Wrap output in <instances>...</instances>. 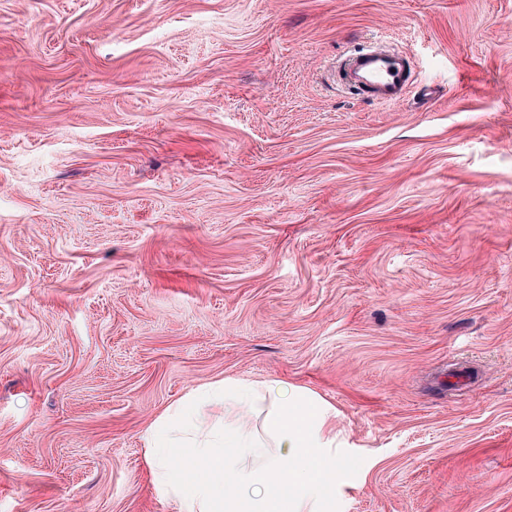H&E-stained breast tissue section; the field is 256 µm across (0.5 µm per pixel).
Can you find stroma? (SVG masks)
Returning a JSON list of instances; mask_svg holds the SVG:
<instances>
[{"mask_svg": "<svg viewBox=\"0 0 512 512\" xmlns=\"http://www.w3.org/2000/svg\"><path fill=\"white\" fill-rule=\"evenodd\" d=\"M225 377L335 410L331 512H512V0H0V512H175ZM339 77L347 86L384 103L400 101L411 84V66L395 53L367 50L346 59Z\"/></svg>", "mask_w": 512, "mask_h": 512, "instance_id": "stroma-1", "label": "stroma"}]
</instances>
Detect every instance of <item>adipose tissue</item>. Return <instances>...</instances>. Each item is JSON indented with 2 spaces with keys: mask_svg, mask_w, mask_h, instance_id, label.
<instances>
[{
  "mask_svg": "<svg viewBox=\"0 0 512 512\" xmlns=\"http://www.w3.org/2000/svg\"><path fill=\"white\" fill-rule=\"evenodd\" d=\"M333 415L303 389L225 378L185 394L142 436L152 482L177 512H326L349 465ZM188 448L194 469L174 465Z\"/></svg>",
  "mask_w": 512,
  "mask_h": 512,
  "instance_id": "ef3b65f1",
  "label": "adipose tissue"
}]
</instances>
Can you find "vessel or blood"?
I'll list each match as a JSON object with an SVG mask.
<instances>
[{
    "instance_id": "obj_1",
    "label": "vessel or blood",
    "mask_w": 512,
    "mask_h": 512,
    "mask_svg": "<svg viewBox=\"0 0 512 512\" xmlns=\"http://www.w3.org/2000/svg\"><path fill=\"white\" fill-rule=\"evenodd\" d=\"M339 77L347 86L384 102L400 101L411 84V66L402 55L368 50L346 59Z\"/></svg>"
}]
</instances>
